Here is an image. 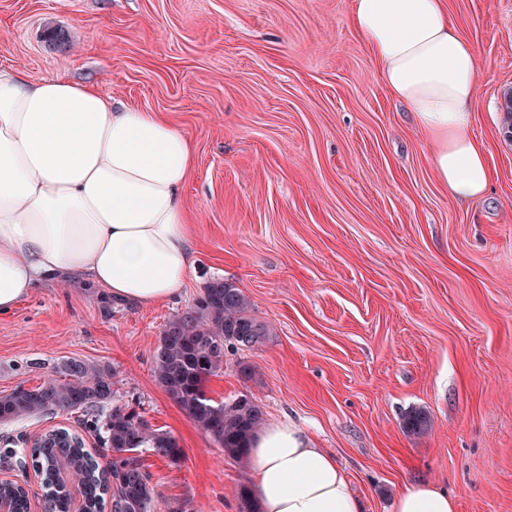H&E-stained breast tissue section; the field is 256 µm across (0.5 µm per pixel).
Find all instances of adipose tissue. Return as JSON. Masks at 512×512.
Masks as SVG:
<instances>
[{"label": "adipose tissue", "mask_w": 512, "mask_h": 512, "mask_svg": "<svg viewBox=\"0 0 512 512\" xmlns=\"http://www.w3.org/2000/svg\"><path fill=\"white\" fill-rule=\"evenodd\" d=\"M351 22L390 96L433 142L438 179L460 204L483 198L476 55L447 0H353ZM195 165L189 137L158 113L89 84L0 71V314L70 273L119 301L175 296L192 267L181 192ZM247 459L259 512H362L349 473L293 423L262 427ZM394 512H457V501L412 483Z\"/></svg>", "instance_id": "adipose-tissue-1"}]
</instances>
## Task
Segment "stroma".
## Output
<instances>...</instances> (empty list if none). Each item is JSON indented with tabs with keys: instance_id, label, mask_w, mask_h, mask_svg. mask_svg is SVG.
Returning a JSON list of instances; mask_svg holds the SVG:
<instances>
[{
	"instance_id": "35a3bbf8",
	"label": "stroma",
	"mask_w": 512,
	"mask_h": 512,
	"mask_svg": "<svg viewBox=\"0 0 512 512\" xmlns=\"http://www.w3.org/2000/svg\"><path fill=\"white\" fill-rule=\"evenodd\" d=\"M353 0H0V69L98 86L194 143L183 189L195 266L140 306L48 282L0 315V392L75 358L112 370L115 404L179 443L137 454L155 512H240L245 461L225 456L157 383L166 325L221 279L265 341L224 351L206 390L248 393L332 453L363 512L432 481L458 512H512V0H448L472 43V132L486 197L461 206L433 143L383 86L351 24ZM252 367L244 377L240 364ZM432 427L407 433L412 409ZM73 416L0 424V476L37 486L25 450Z\"/></svg>"
}]
</instances>
